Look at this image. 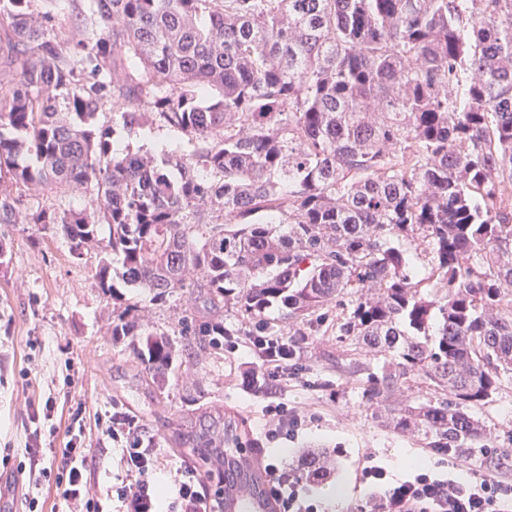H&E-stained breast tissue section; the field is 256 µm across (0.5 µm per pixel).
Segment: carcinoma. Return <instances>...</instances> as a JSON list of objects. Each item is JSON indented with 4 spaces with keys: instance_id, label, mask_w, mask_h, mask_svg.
<instances>
[{
    "instance_id": "obj_1",
    "label": "carcinoma",
    "mask_w": 512,
    "mask_h": 512,
    "mask_svg": "<svg viewBox=\"0 0 512 512\" xmlns=\"http://www.w3.org/2000/svg\"><path fill=\"white\" fill-rule=\"evenodd\" d=\"M46 0H0V213L23 186L95 192L58 213L24 214L74 257L106 241L92 279L163 301L183 288L205 311L283 336L342 295L336 332L392 365L369 403L432 448H470L472 410L512 375V0H91L100 34L62 41ZM169 132L158 154L96 124ZM106 238H101L102 233ZM424 246L444 288L419 290L402 243ZM124 308L112 335L135 336ZM186 344L219 350L224 319L179 320ZM163 380L165 332L137 347ZM422 378L418 404H390ZM173 443L224 462V416L178 425ZM324 479L327 454L304 456Z\"/></svg>"
}]
</instances>
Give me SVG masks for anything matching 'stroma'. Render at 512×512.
<instances>
[{
  "mask_svg": "<svg viewBox=\"0 0 512 512\" xmlns=\"http://www.w3.org/2000/svg\"><path fill=\"white\" fill-rule=\"evenodd\" d=\"M100 257L99 246L74 259L62 236L33 224L0 222V472L27 483L23 452L29 434L40 431L44 447H64L63 431L50 433V423L69 424L74 411L83 418L82 445L104 449L91 476L104 512H118L110 498L112 485L125 473L120 449L102 432L101 418L121 407L135 415L146 434L167 446L172 422L186 414L222 413L235 420L243 447L265 449L269 458L293 466L304 453L325 452L337 469L314 485L318 499L337 490L343 512H360L378 497L365 483L367 462L384 466L390 480L409 473L404 457L423 465L480 468L488 451L512 452V375L502 377L492 401L475 415L485 426L479 447L462 451L457 459H440L425 446L420 434L399 435L385 418L374 416L367 400V375L381 372L392 357L374 353L331 324L335 307L325 319L290 325L299 347V367L272 386L255 389L245 377L254 360L248 337L233 333L221 351L180 352L164 389L145 385L138 371L134 337H115L112 321L117 305L96 288L91 271ZM122 303L140 309L143 332L173 333L189 314V293L179 291L156 303L139 288L122 291ZM55 403L51 421H32L28 401ZM285 403L303 413L306 422L297 436L277 441L266 437V406Z\"/></svg>",
  "mask_w": 512,
  "mask_h": 512,
  "instance_id": "1",
  "label": "stroma"
}]
</instances>
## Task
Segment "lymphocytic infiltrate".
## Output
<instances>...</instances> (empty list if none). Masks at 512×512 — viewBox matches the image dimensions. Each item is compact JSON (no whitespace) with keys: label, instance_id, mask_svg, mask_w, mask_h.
I'll list each match as a JSON object with an SVG mask.
<instances>
[{"label":"lymphocytic infiltrate","instance_id":"1","mask_svg":"<svg viewBox=\"0 0 512 512\" xmlns=\"http://www.w3.org/2000/svg\"><path fill=\"white\" fill-rule=\"evenodd\" d=\"M104 435L122 447L125 479L115 493L126 512H159L161 488L155 480L166 451L154 437L145 435L135 416L115 410L104 422ZM31 475H46L45 459L57 466L56 490L66 512H99L92 493L91 475L97 466L93 449L68 441L65 447L43 449L40 433L26 446ZM268 490L278 512H318L306 483L296 470L265 461ZM376 512H512V483L492 473L471 472L459 479L450 470L435 466L416 471L391 486L375 505ZM168 512H211L202 479L196 468H177L170 490Z\"/></svg>","mask_w":512,"mask_h":512}]
</instances>
